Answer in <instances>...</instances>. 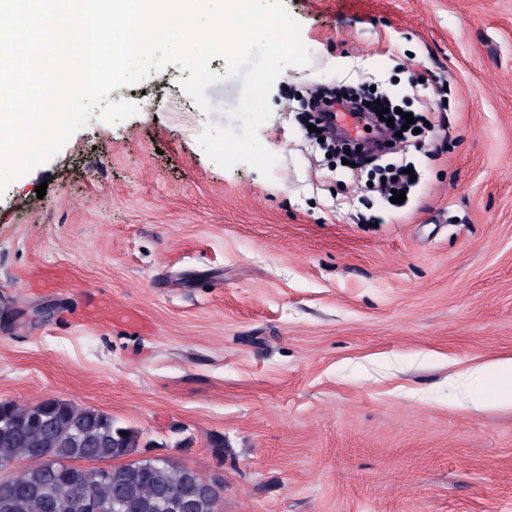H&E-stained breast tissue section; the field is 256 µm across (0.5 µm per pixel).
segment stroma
Listing matches in <instances>:
<instances>
[{
    "instance_id": "stroma-1",
    "label": "stroma",
    "mask_w": 512,
    "mask_h": 512,
    "mask_svg": "<svg viewBox=\"0 0 512 512\" xmlns=\"http://www.w3.org/2000/svg\"><path fill=\"white\" fill-rule=\"evenodd\" d=\"M285 3L271 176L198 142L241 79L207 114L170 64L0 197V401L105 412L222 512H512V399L456 387L512 356V0ZM357 83L430 111L403 206L306 137L298 96Z\"/></svg>"
}]
</instances>
